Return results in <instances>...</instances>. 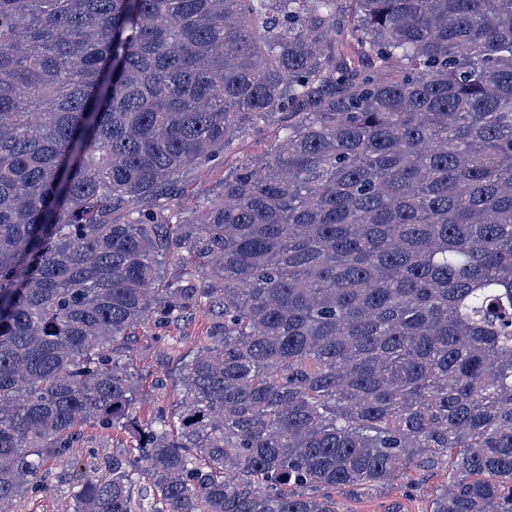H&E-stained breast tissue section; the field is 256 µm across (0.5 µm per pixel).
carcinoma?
I'll use <instances>...</instances> for the list:
<instances>
[{
  "label": "carcinoma",
  "mask_w": 512,
  "mask_h": 512,
  "mask_svg": "<svg viewBox=\"0 0 512 512\" xmlns=\"http://www.w3.org/2000/svg\"><path fill=\"white\" fill-rule=\"evenodd\" d=\"M197 311L140 419L135 329ZM435 469L426 512H512V0H0V512L49 477L338 512ZM224 181L223 164H204L191 170L179 183L178 192L186 204L193 205L200 194L212 192Z\"/></svg>",
  "instance_id": "obj_1"
}]
</instances>
